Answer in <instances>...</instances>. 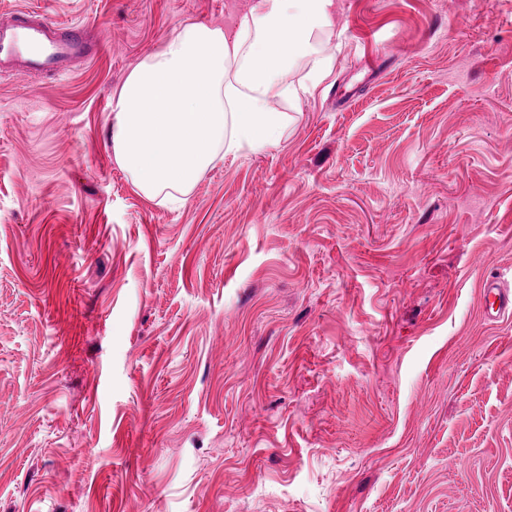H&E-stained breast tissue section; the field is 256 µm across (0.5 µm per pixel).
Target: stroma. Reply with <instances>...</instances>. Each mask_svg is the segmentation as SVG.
Here are the masks:
<instances>
[{
  "label": "stroma",
  "instance_id": "1",
  "mask_svg": "<svg viewBox=\"0 0 512 512\" xmlns=\"http://www.w3.org/2000/svg\"><path fill=\"white\" fill-rule=\"evenodd\" d=\"M331 73L171 205L111 100L252 0H0L98 27L0 72V512H512V0H338ZM483 312L492 321L512 314V291L501 284L497 275H489L483 280Z\"/></svg>",
  "mask_w": 512,
  "mask_h": 512
}]
</instances>
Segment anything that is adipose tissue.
<instances>
[{"instance_id": "ef3b65f1", "label": "adipose tissue", "mask_w": 512, "mask_h": 512, "mask_svg": "<svg viewBox=\"0 0 512 512\" xmlns=\"http://www.w3.org/2000/svg\"><path fill=\"white\" fill-rule=\"evenodd\" d=\"M336 0H255L232 29L180 25L112 98V147L147 198L185 192L217 152L261 153L280 143L288 115L330 64L315 40L333 25ZM308 63L305 80L292 70Z\"/></svg>"}]
</instances>
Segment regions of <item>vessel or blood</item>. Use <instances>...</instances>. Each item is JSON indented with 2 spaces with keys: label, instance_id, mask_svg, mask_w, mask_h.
<instances>
[{
  "label": "vessel or blood",
  "instance_id": "1",
  "mask_svg": "<svg viewBox=\"0 0 512 512\" xmlns=\"http://www.w3.org/2000/svg\"><path fill=\"white\" fill-rule=\"evenodd\" d=\"M99 51L83 23L63 24L34 9L17 10L9 24H0V69L63 76L72 59L93 58ZM483 312L492 321L512 315V290L502 285L499 276L490 275L483 281Z\"/></svg>",
  "mask_w": 512,
  "mask_h": 512
}]
</instances>
